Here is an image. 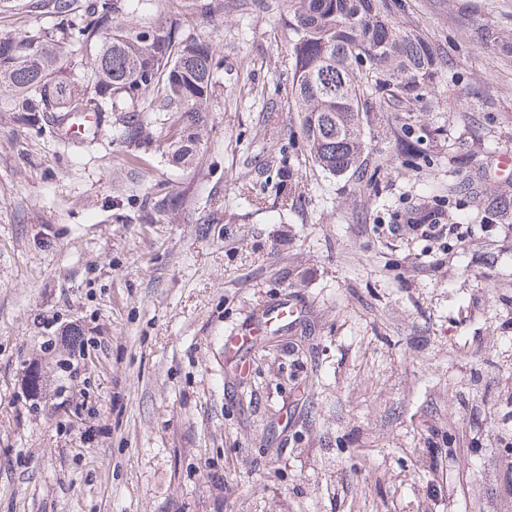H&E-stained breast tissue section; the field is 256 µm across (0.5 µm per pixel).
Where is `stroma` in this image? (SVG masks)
I'll return each instance as SVG.
<instances>
[{
    "mask_svg": "<svg viewBox=\"0 0 512 512\" xmlns=\"http://www.w3.org/2000/svg\"><path fill=\"white\" fill-rule=\"evenodd\" d=\"M116 4L214 32L205 145L0 112V512H512V223L466 193L512 199V0H405L443 68L361 187L290 135L276 0Z\"/></svg>",
    "mask_w": 512,
    "mask_h": 512,
    "instance_id": "35a3bbf8",
    "label": "stroma"
}]
</instances>
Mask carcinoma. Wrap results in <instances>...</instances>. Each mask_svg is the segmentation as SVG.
<instances>
[{
	"label": "carcinoma",
	"mask_w": 512,
	"mask_h": 512,
	"mask_svg": "<svg viewBox=\"0 0 512 512\" xmlns=\"http://www.w3.org/2000/svg\"><path fill=\"white\" fill-rule=\"evenodd\" d=\"M397 0H284L290 34L287 109L297 114L311 161L334 176L359 177L367 114L407 108L437 78L442 62L428 41L394 17ZM54 24L20 38L0 37V112L36 123L93 115L94 141L106 112L113 139L138 149L153 139L148 112H164L159 137L171 159L193 163L218 68L210 35L176 26H126L106 0L80 18L72 0H54ZM90 52L82 76L63 53Z\"/></svg>",
	"instance_id": "1"
}]
</instances>
